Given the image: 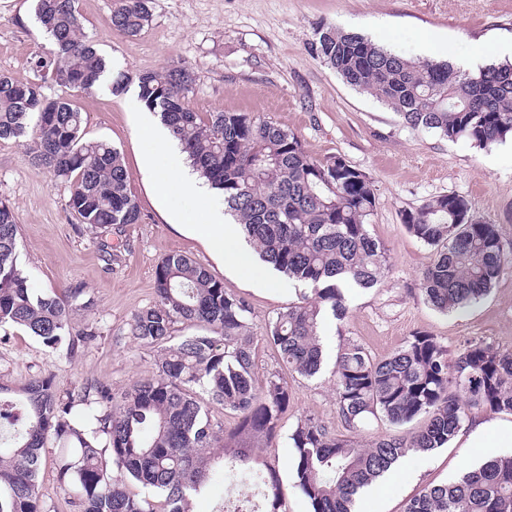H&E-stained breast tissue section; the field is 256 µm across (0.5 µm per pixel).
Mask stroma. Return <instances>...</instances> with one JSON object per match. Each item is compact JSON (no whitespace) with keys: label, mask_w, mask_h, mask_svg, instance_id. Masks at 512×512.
Here are the masks:
<instances>
[{"label":"stroma","mask_w":512,"mask_h":512,"mask_svg":"<svg viewBox=\"0 0 512 512\" xmlns=\"http://www.w3.org/2000/svg\"><path fill=\"white\" fill-rule=\"evenodd\" d=\"M113 4L78 0L77 6L87 35L113 72L125 73L129 81L123 92L113 94L102 85L75 102L87 137L119 150L142 220L113 231L112 259L104 261L96 236L80 227L68 206L69 183L33 167L21 143L0 140V200L15 211L19 261L32 287L50 294L82 286L94 305L74 314L72 331L101 332L96 342L71 350L48 348L24 330L11 329L9 336L0 335V382L19 384L43 372L62 393L94 384L117 392L151 375L157 351L134 342L127 324L153 303L154 266L171 253L204 265L243 298L255 334L296 300L281 274L255 287L253 262L228 270L190 228L172 225V207L157 195L155 174L142 164L136 77L175 66L194 73L189 103L195 111L250 112L272 120L294 131L313 157L341 155L370 178L376 209L369 230L388 246L392 266L380 287L349 289V317L323 327L328 356L353 340L381 357L417 331L438 336L452 350L470 338L512 347V268L466 311L439 314L419 290V273L432 251L402 222L406 211L454 193L468 200L474 216L497 224L504 245L512 247V139L480 149L410 128L307 50L316 28L332 24L409 57L455 62L475 42H512V0H152L151 21L135 37L107 26ZM32 5L33 0H0V73L20 82L33 80L32 62L50 46ZM289 385L283 429L305 414L341 429L331 367ZM485 459L478 449L454 445L418 455L420 471L399 475L382 498L362 493L356 512H402L405 501L424 487L446 483Z\"/></svg>","instance_id":"35a3bbf8"}]
</instances>
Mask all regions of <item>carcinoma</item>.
I'll return each mask as SVG.
<instances>
[{"mask_svg":"<svg viewBox=\"0 0 512 512\" xmlns=\"http://www.w3.org/2000/svg\"><path fill=\"white\" fill-rule=\"evenodd\" d=\"M76 0H35V18L51 42L34 59L33 82L0 74V140L26 146L30 163L70 183L69 208L91 230L137 224L141 211L119 151L84 134L83 112L69 97L48 99L49 77L88 93L109 71L84 31ZM151 0H116L109 28L139 35L151 21ZM307 50L346 83L387 104L413 129L486 148L512 137V62L475 71L448 61L412 59L355 32L322 25ZM193 73L185 67L145 71L138 100L159 114L190 165L224 200L263 262L302 286L276 313L263 339L279 369L258 375L246 301L191 258L172 253L154 270V303L128 323L137 342L159 349L155 374L114 393L87 386L57 392L51 375L19 388L0 385V512H41L47 448L73 512H191L192 498L223 460V478L260 489L249 512H281L283 481L267 454L291 403L286 375L306 379L323 368L321 328L348 314L346 289L373 288L390 269L385 244L368 226L376 208L369 177L340 155H309L300 138L248 112L194 111ZM406 230L433 249L419 274L424 300L446 315L487 295L512 268L497 225L471 214L457 194L431 198L403 215ZM13 208L0 201V332L21 328L54 348L90 344L94 329L71 332V316L93 305L80 287L36 293L21 267ZM180 324L197 331L175 336ZM333 373L338 415L348 434L317 417L297 419L288 434L295 487L311 512H352L357 495L409 451L448 444L473 409L512 414V348L481 338L456 351L439 337L415 332L385 357L349 341ZM234 415L226 427L209 405ZM412 432L357 436L372 420ZM135 484L142 493L134 494ZM404 512H512V456H500L458 479L428 486Z\"/></svg>","mask_w":512,"mask_h":512,"instance_id":"cac0c4a2","label":"carcinoma"}]
</instances>
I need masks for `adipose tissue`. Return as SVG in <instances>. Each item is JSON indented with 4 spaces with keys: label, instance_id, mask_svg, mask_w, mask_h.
I'll use <instances>...</instances> for the list:
<instances>
[{
    "label": "adipose tissue",
    "instance_id": "1",
    "mask_svg": "<svg viewBox=\"0 0 512 512\" xmlns=\"http://www.w3.org/2000/svg\"><path fill=\"white\" fill-rule=\"evenodd\" d=\"M140 133L149 146L144 165L157 170L155 189L163 200L173 202L174 224L189 227L223 260L225 268L237 269L245 252L236 225L225 223L223 215L206 208L208 190L184 164L167 130L146 121L141 124Z\"/></svg>",
    "mask_w": 512,
    "mask_h": 512
}]
</instances>
